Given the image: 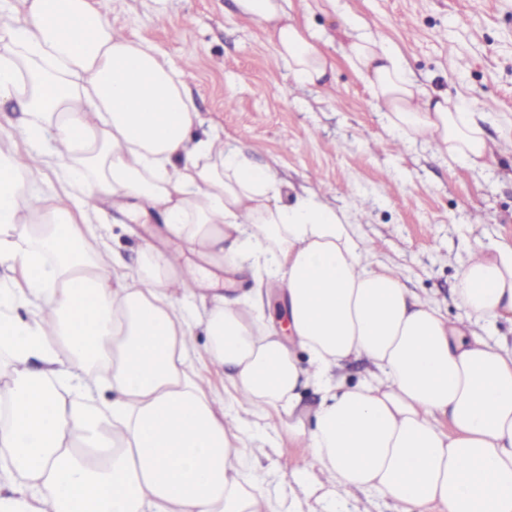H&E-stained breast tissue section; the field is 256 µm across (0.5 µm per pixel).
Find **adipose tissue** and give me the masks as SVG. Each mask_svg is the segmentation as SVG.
Returning a JSON list of instances; mask_svg holds the SVG:
<instances>
[{"label": "adipose tissue", "instance_id": "1", "mask_svg": "<svg viewBox=\"0 0 512 512\" xmlns=\"http://www.w3.org/2000/svg\"><path fill=\"white\" fill-rule=\"evenodd\" d=\"M295 80L334 64L290 0H234ZM0 101L17 99L0 148V512H276L241 468L269 412L306 437L316 487L386 496L401 512H512V246H471L451 321L409 294L351 214L310 193L283 199L273 168L200 124L183 71L114 30L93 0H0ZM402 144L486 167L485 117L425 90L384 38L346 34ZM153 217L205 265L264 270L289 337L248 301L199 295L202 268L147 244L136 267L91 246L98 202ZM227 385L192 369L195 334ZM372 365L351 385L333 371ZM315 387L318 404L299 407Z\"/></svg>", "mask_w": 512, "mask_h": 512}]
</instances>
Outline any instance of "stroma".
Segmentation results:
<instances>
[{
    "instance_id": "1",
    "label": "stroma",
    "mask_w": 512,
    "mask_h": 512,
    "mask_svg": "<svg viewBox=\"0 0 512 512\" xmlns=\"http://www.w3.org/2000/svg\"><path fill=\"white\" fill-rule=\"evenodd\" d=\"M113 27L191 68L189 86L205 125L246 144L276 171L288 194L316 193L347 210L377 258L398 266L406 288L437 300L449 320L466 318L454 288L475 241L512 244V0H292L300 23L328 40L331 86L296 82L261 26L231 0H95ZM388 37L418 82L484 113L493 154L486 168L449 169L424 144L403 146L385 127L364 78L345 59L342 26ZM233 109H226V99ZM100 234L125 263L135 246L181 249L152 224L124 223L104 205ZM245 476L271 497L312 492L316 469L303 442L254 440Z\"/></svg>"
}]
</instances>
